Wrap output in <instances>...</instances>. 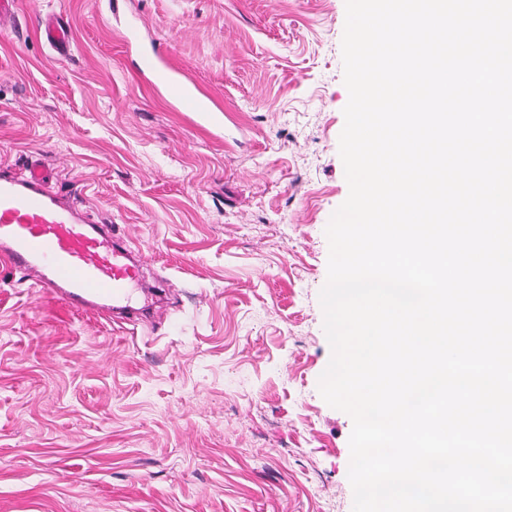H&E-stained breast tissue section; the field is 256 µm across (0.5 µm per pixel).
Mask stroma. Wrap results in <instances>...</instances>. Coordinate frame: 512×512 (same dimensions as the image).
<instances>
[{
	"label": "stroma",
	"instance_id": "1",
	"mask_svg": "<svg viewBox=\"0 0 512 512\" xmlns=\"http://www.w3.org/2000/svg\"><path fill=\"white\" fill-rule=\"evenodd\" d=\"M0 169L56 191L169 284L150 315L74 310L0 260V512H353V422L321 397L325 228L345 0H17ZM60 15V57L37 15ZM163 44L193 112L135 69Z\"/></svg>",
	"mask_w": 512,
	"mask_h": 512
}]
</instances>
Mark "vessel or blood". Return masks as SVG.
I'll list each match as a JSON object with an SVG mask.
<instances>
[{"label": "vessel or blood", "mask_w": 512, "mask_h": 512, "mask_svg": "<svg viewBox=\"0 0 512 512\" xmlns=\"http://www.w3.org/2000/svg\"><path fill=\"white\" fill-rule=\"evenodd\" d=\"M41 33L60 55L70 52V27L47 17ZM137 68L165 84L177 99L194 101L186 82L157 48L139 51ZM38 164L0 170V258L30 277L43 292L65 305L112 318L127 310L132 289L151 292L124 237L65 201Z\"/></svg>", "instance_id": "vessel-or-blood-1"}]
</instances>
